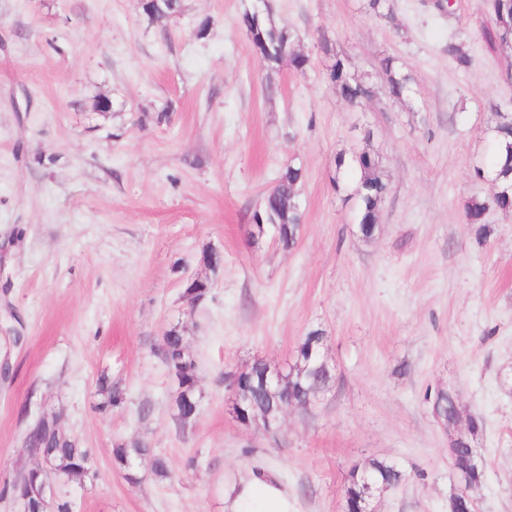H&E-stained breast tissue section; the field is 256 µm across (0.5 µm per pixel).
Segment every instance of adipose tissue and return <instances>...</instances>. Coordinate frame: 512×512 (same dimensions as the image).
I'll return each mask as SVG.
<instances>
[{"label": "adipose tissue", "instance_id": "ef3b65f1", "mask_svg": "<svg viewBox=\"0 0 512 512\" xmlns=\"http://www.w3.org/2000/svg\"><path fill=\"white\" fill-rule=\"evenodd\" d=\"M224 512H297L283 486L279 472L272 468L251 471L226 484Z\"/></svg>", "mask_w": 512, "mask_h": 512}]
</instances>
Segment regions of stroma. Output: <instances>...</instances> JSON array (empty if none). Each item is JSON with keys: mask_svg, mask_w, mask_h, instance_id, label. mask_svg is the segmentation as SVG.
<instances>
[{"mask_svg": "<svg viewBox=\"0 0 512 512\" xmlns=\"http://www.w3.org/2000/svg\"><path fill=\"white\" fill-rule=\"evenodd\" d=\"M253 2L181 0L153 21L139 0H0V327L8 306L23 321L0 376V483L31 466L22 440L46 412L92 456L56 489L74 512H224L225 484L256 466L279 470L297 512H344L350 469L372 458L408 474L376 512H449L461 481L426 400L443 389L484 422L475 512H512V211L489 210L483 237L465 221L493 192L476 174L490 106L512 103L487 0H392L389 20L364 0H271L301 70L258 56ZM335 54L372 87L362 105L330 82ZM387 56L413 96L389 95ZM363 149L390 187L369 240L334 181L337 156ZM290 166L303 219L288 250L251 230ZM194 280L210 284L199 303ZM173 328L198 364L200 411L182 427L154 353ZM317 328L330 386L276 435L241 423L225 374L288 370ZM103 376L121 407L98 410ZM142 437L168 477L115 466L114 447Z\"/></svg>", "mask_w": 512, "mask_h": 512, "instance_id": "obj_1", "label": "stroma"}]
</instances>
